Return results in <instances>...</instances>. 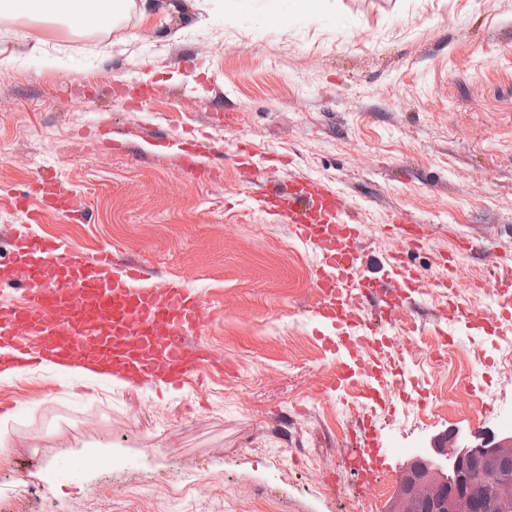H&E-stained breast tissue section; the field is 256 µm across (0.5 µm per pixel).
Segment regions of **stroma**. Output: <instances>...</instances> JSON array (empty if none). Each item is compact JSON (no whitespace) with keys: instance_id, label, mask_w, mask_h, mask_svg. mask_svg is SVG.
Listing matches in <instances>:
<instances>
[{"instance_id":"35a3bbf8","label":"stroma","mask_w":512,"mask_h":512,"mask_svg":"<svg viewBox=\"0 0 512 512\" xmlns=\"http://www.w3.org/2000/svg\"><path fill=\"white\" fill-rule=\"evenodd\" d=\"M135 0L113 26L0 18V261L37 169L77 196L84 221L47 213L40 233L102 248L181 280L210 317L194 341L232 363L162 392L41 368L0 382V512H388L403 465L446 430L500 432L512 415V318L479 293L452 324L433 286L455 233L461 286L512 264V0H318L272 22L281 0ZM54 57L46 65L45 57ZM207 133L213 175L135 139ZM247 141L287 158L247 170ZM338 191L365 227L366 277L404 252L391 213L425 224L404 252L419 273L407 362L383 408L332 391L338 357L315 335V251L255 199L289 174ZM430 403L419 407V392ZM373 413L382 480L345 459ZM44 460L25 469L21 455ZM344 473L328 490L329 475ZM32 486L36 496L16 490Z\"/></svg>"}]
</instances>
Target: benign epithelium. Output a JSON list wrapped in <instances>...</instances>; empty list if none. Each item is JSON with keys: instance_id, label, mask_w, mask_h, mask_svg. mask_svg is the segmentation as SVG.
I'll use <instances>...</instances> for the list:
<instances>
[{"instance_id": "7a95c632", "label": "benign epithelium", "mask_w": 512, "mask_h": 512, "mask_svg": "<svg viewBox=\"0 0 512 512\" xmlns=\"http://www.w3.org/2000/svg\"><path fill=\"white\" fill-rule=\"evenodd\" d=\"M410 462L399 480L391 512H506L512 508V430L472 436L445 431ZM500 479L497 499L467 478L474 460Z\"/></svg>"}]
</instances>
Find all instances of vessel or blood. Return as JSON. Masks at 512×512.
I'll use <instances>...</instances> for the list:
<instances>
[{
    "label": "vessel or blood",
    "instance_id": "b4317fda",
    "mask_svg": "<svg viewBox=\"0 0 512 512\" xmlns=\"http://www.w3.org/2000/svg\"><path fill=\"white\" fill-rule=\"evenodd\" d=\"M168 147L183 171L196 176L206 172L207 160L193 141L172 140ZM35 183L48 209L65 215L77 212L75 199L58 190L50 173L38 172ZM260 201L282 216L301 242L318 251L313 312L336 330L335 337H324V347L334 352L341 345L352 346L349 360L337 366L331 389L368 390L377 368L369 352L375 330L353 310L372 305L380 285L361 271L363 226L348 219L340 194L314 178L271 188ZM36 220L32 213L15 226L11 264L0 269L2 279L19 272L27 282L21 302L0 309V367L65 361L104 368L136 383L161 377L178 388L210 362V353L186 338L189 330L206 322L207 308L199 297L178 280H149L142 265L116 262L108 250L87 260L82 252L36 234ZM393 221L397 240L411 249L421 246L419 224L400 215ZM388 265L400 313L414 303L417 275L402 254H392ZM437 285L447 291L449 320L465 321L467 309L456 300V277L442 278ZM360 432L350 467L370 487L379 481L380 450L370 423H362Z\"/></svg>",
    "mask_w": 512,
    "mask_h": 512
}]
</instances>
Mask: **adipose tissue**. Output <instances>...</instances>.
<instances>
[{"label": "adipose tissue", "instance_id": "obj_1", "mask_svg": "<svg viewBox=\"0 0 512 512\" xmlns=\"http://www.w3.org/2000/svg\"><path fill=\"white\" fill-rule=\"evenodd\" d=\"M128 0H0V14L24 8L35 17H62L75 31L110 27L126 10Z\"/></svg>", "mask_w": 512, "mask_h": 512}]
</instances>
